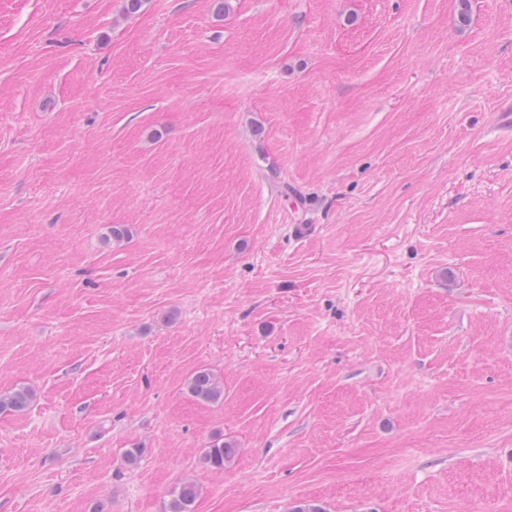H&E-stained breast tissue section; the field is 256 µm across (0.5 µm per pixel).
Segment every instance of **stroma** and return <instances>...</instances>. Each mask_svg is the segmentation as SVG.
Here are the masks:
<instances>
[{"label":"stroma","instance_id":"obj_1","mask_svg":"<svg viewBox=\"0 0 512 512\" xmlns=\"http://www.w3.org/2000/svg\"><path fill=\"white\" fill-rule=\"evenodd\" d=\"M228 5L0 0V512H512V0ZM186 389L191 397L201 403H216L224 398V386L207 368L195 371L188 378ZM34 393L28 388H15L0 395V412H22L32 404ZM233 443L218 439L202 450L200 461L210 469L224 470V466L232 461L237 453ZM199 495V486L192 480H184L170 491L165 512H193L192 506Z\"/></svg>","mask_w":512,"mask_h":512}]
</instances>
